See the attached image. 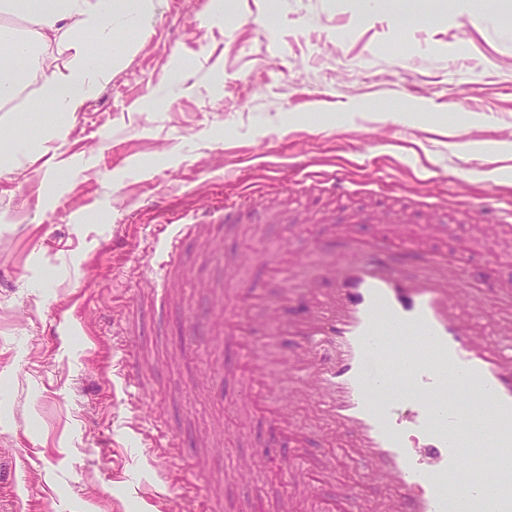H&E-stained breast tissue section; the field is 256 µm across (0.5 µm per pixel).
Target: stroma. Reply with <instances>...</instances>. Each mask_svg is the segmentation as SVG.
Returning a JSON list of instances; mask_svg holds the SVG:
<instances>
[{
	"mask_svg": "<svg viewBox=\"0 0 512 512\" xmlns=\"http://www.w3.org/2000/svg\"><path fill=\"white\" fill-rule=\"evenodd\" d=\"M485 0H156L111 76L67 123L48 153L0 163V453L16 454L18 512H152L150 496L187 490L195 512H213L224 475L250 444L280 454L264 422L240 424L237 358L216 332L189 337L186 313L213 311L228 257L265 288V263L285 246L301 270L327 259L310 248L315 210L350 216L384 197L404 198L409 245L426 221L465 233L453 207L464 195L484 215L512 208V155L489 150L512 137V0L495 18ZM27 79L0 104V134L25 138L56 120L38 110ZM345 169L352 197H309L298 165ZM252 190L284 224H242L217 243L183 245L188 284L161 309L147 285L155 225L196 221L203 206ZM74 324L56 336V317ZM141 330L135 360L149 404L144 430L165 425L176 462L149 460L114 393L113 331ZM231 489L254 512H274L280 478L258 473Z\"/></svg>",
	"mask_w": 512,
	"mask_h": 512,
	"instance_id": "obj_1",
	"label": "stroma"
}]
</instances>
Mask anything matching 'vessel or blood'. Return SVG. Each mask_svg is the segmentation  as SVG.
Segmentation results:
<instances>
[{"label": "vessel or blood", "instance_id": "1", "mask_svg": "<svg viewBox=\"0 0 512 512\" xmlns=\"http://www.w3.org/2000/svg\"><path fill=\"white\" fill-rule=\"evenodd\" d=\"M321 193L345 197V174L316 176ZM252 212L251 196L224 207L232 230ZM364 212L350 225H317L340 250L304 279L299 294L269 307L264 293L239 290L225 309L244 346L247 382L269 404L267 419L285 443L279 457L262 447L239 461L237 481L271 468L309 512H448L465 488L462 512H512V278L498 276L495 250L426 247L392 262L391 237L366 239L355 225L386 220ZM214 240L211 224H164L151 285L173 292L184 278L181 237ZM267 312L274 347L254 340ZM115 371L122 401L142 408L135 363ZM355 469L344 496L319 490L316 477Z\"/></svg>", "mask_w": 512, "mask_h": 512}]
</instances>
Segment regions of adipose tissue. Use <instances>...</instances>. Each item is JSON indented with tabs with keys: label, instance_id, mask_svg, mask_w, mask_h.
I'll list each match as a JSON object with an SVG mask.
<instances>
[{
	"label": "adipose tissue",
	"instance_id": "1",
	"mask_svg": "<svg viewBox=\"0 0 512 512\" xmlns=\"http://www.w3.org/2000/svg\"><path fill=\"white\" fill-rule=\"evenodd\" d=\"M154 0H37L26 8L25 0H0V15L23 13L28 25L20 36L0 26V101L11 100L28 77L40 78L41 106L57 115H73L93 96L110 71L109 63L89 53L86 42L75 40L66 72L49 70L45 54L60 44L65 32L79 31L102 42L112 39L116 25H135L149 17Z\"/></svg>",
	"mask_w": 512,
	"mask_h": 512
}]
</instances>
